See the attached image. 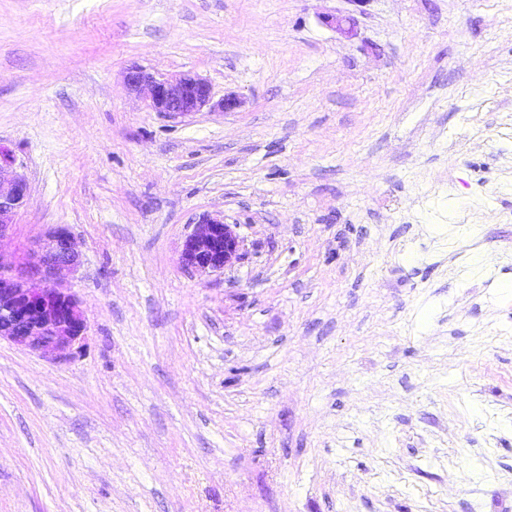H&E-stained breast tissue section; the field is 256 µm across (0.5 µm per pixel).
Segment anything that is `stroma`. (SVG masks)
Here are the masks:
<instances>
[{
  "label": "stroma",
  "mask_w": 512,
  "mask_h": 512,
  "mask_svg": "<svg viewBox=\"0 0 512 512\" xmlns=\"http://www.w3.org/2000/svg\"><path fill=\"white\" fill-rule=\"evenodd\" d=\"M0 144L87 323L0 340V512H512V0H0ZM125 83L131 91L143 93L155 112L186 115L211 107L210 86L196 75L163 76L133 66L126 72ZM240 240L230 224L209 214L202 215L194 231L186 238L181 259L197 271H219L239 259Z\"/></svg>",
  "instance_id": "obj_1"
}]
</instances>
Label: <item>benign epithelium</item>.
<instances>
[{"instance_id":"obj_1","label":"benign epithelium","mask_w":512,"mask_h":512,"mask_svg":"<svg viewBox=\"0 0 512 512\" xmlns=\"http://www.w3.org/2000/svg\"><path fill=\"white\" fill-rule=\"evenodd\" d=\"M127 87L146 96L155 112L186 115L211 105L207 81L192 74L157 75L133 66L125 75ZM14 153L0 144V233L24 206L28 183ZM240 240L231 225L204 214L186 238L181 259L197 271H219L240 258ZM78 252L70 233L55 230L38 266L14 273L0 267V339L38 350L55 360L68 359L85 338L86 319L76 298L56 285L62 270L74 268Z\"/></svg>"}]
</instances>
